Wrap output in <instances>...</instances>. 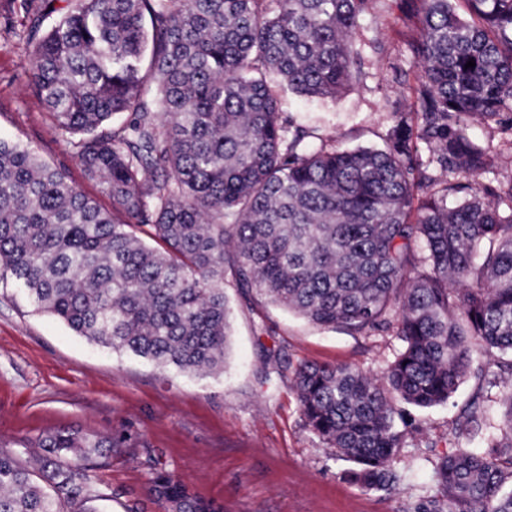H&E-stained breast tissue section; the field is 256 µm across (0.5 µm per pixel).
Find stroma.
Wrapping results in <instances>:
<instances>
[{"mask_svg": "<svg viewBox=\"0 0 512 512\" xmlns=\"http://www.w3.org/2000/svg\"><path fill=\"white\" fill-rule=\"evenodd\" d=\"M415 34L405 0H379L351 38V52L361 60L359 81L336 100L301 97L272 81L281 120L342 149L382 147L392 102L414 101L420 69L400 53ZM380 41L388 57L375 53ZM28 69L26 50L0 36V137L28 144L108 206L98 186L83 178L47 107L26 89ZM224 290L232 307L231 354L223 373L199 377L90 343L36 310L16 284L0 282V444L19 451L59 428L125 439V452L107 458L99 472L101 512H164L151 493L161 469L219 512H413L419 500L436 494L432 461L457 446L453 421L475 393L473 376L451 404L406 409L411 427L399 489H363L347 479L348 463L304 427L292 372L305 362H348L381 374L395 337L314 325L243 298L229 276ZM261 322L270 335L260 336ZM269 348L281 352V374L266 373Z\"/></svg>", "mask_w": 512, "mask_h": 512, "instance_id": "1", "label": "stroma"}]
</instances>
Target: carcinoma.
<instances>
[{
	"label": "carcinoma",
	"instance_id": "1",
	"mask_svg": "<svg viewBox=\"0 0 512 512\" xmlns=\"http://www.w3.org/2000/svg\"><path fill=\"white\" fill-rule=\"evenodd\" d=\"M56 2L21 0L22 27L0 11V33L30 51L26 87L112 211L0 138V281L91 342L188 374L224 371L227 270L244 296L320 326L393 333L382 377L301 364L293 387L350 481L396 488L399 404L448 403L485 357L512 376V179L479 181L498 152L469 134L512 133V0H411L417 122L397 101L384 148L351 150L289 131L270 80L340 97L377 0ZM458 434L482 446L440 457L439 495L416 512H512V392L471 405ZM36 447L0 445V512H97L99 449L125 441L57 430ZM152 491L168 512H216L166 471Z\"/></svg>",
	"mask_w": 512,
	"mask_h": 512
}]
</instances>
